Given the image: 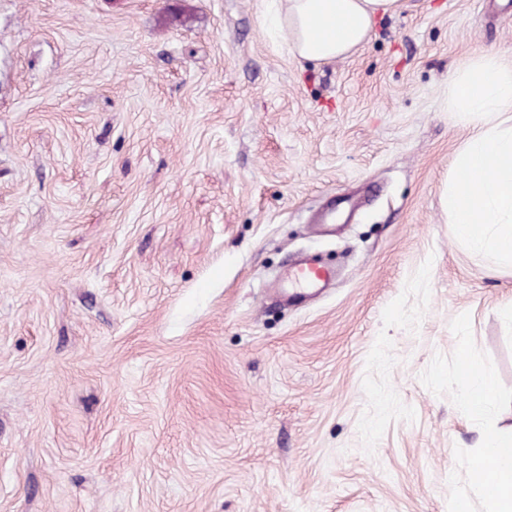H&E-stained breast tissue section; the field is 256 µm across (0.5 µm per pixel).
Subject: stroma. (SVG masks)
Listing matches in <instances>:
<instances>
[{
    "instance_id": "obj_1",
    "label": "stroma",
    "mask_w": 512,
    "mask_h": 512,
    "mask_svg": "<svg viewBox=\"0 0 512 512\" xmlns=\"http://www.w3.org/2000/svg\"><path fill=\"white\" fill-rule=\"evenodd\" d=\"M402 2L321 63L274 0H0V512H485L512 266L448 222V78L512 0ZM300 253L335 286L272 303ZM474 369V368H473ZM462 385L466 391L464 409L469 417L483 419L496 398V383L492 374L485 371L467 370Z\"/></svg>"
}]
</instances>
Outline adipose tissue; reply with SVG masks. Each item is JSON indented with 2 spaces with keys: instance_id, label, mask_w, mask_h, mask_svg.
Instances as JSON below:
<instances>
[{
  "instance_id": "ef3b65f1",
  "label": "adipose tissue",
  "mask_w": 512,
  "mask_h": 512,
  "mask_svg": "<svg viewBox=\"0 0 512 512\" xmlns=\"http://www.w3.org/2000/svg\"><path fill=\"white\" fill-rule=\"evenodd\" d=\"M279 22L290 48L308 61L330 62L354 52L376 19L391 16L402 0H280ZM464 409L485 418L496 398L492 374L469 370L462 378ZM472 487L491 503V512H512V432L488 431L483 448L465 464Z\"/></svg>"
}]
</instances>
